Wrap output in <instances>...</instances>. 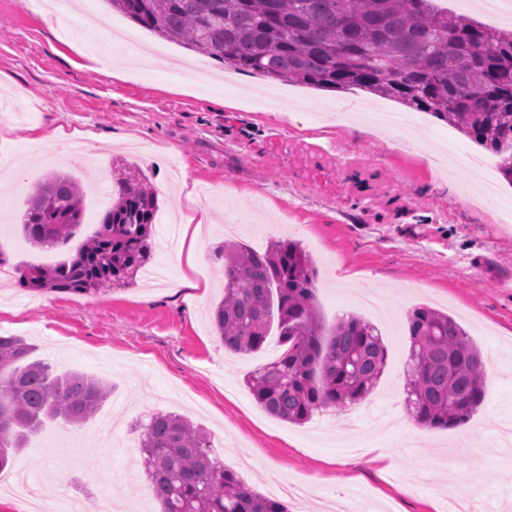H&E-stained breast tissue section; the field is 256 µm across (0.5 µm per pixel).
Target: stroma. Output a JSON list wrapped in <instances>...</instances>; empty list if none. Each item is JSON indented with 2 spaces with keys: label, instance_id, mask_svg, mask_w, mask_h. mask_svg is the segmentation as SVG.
<instances>
[{
  "label": "stroma",
  "instance_id": "stroma-1",
  "mask_svg": "<svg viewBox=\"0 0 512 512\" xmlns=\"http://www.w3.org/2000/svg\"><path fill=\"white\" fill-rule=\"evenodd\" d=\"M79 11L50 29L27 0H0V136L17 154L33 130L80 131L82 160L49 153L14 166L0 153V249L11 269L54 265L92 235L112 202L105 184L136 164L152 177L159 210L152 226L153 263L171 270L165 288L137 282L96 294L19 287L0 280V335L18 336L56 372L111 384L88 422L49 426L15 456L34 475L55 468L44 448L56 433L77 449L71 472L108 483L112 512H159L144 476L132 472L136 418L183 414L223 444L228 466L250 468L264 492L270 479L311 483L288 512H323L325 498L367 492L360 512H448L449 501L481 497L492 512H512V451L499 424L512 419V184L498 159L444 121L359 89L318 91L222 69L210 57L158 37L112 10L108 0H78ZM142 43L162 45L181 63L173 71L146 63L118 81L90 66L87 53L116 58L110 23ZM402 113L409 124L390 132L371 124L372 108ZM65 170L85 193L84 224L67 246L38 250L16 213L50 171ZM188 175L186 197L172 171ZM208 211L196 271L177 259V229L188 207ZM298 241L317 268V298L326 324L358 314L381 332L388 350L376 389L342 412L288 423L263 411L246 377L277 359L270 334L263 348L225 350L211 324L222 297L213 245L233 240L262 251ZM190 276L193 287L181 286ZM378 295L382 312L363 306ZM427 304L451 315L490 365L485 398L470 421L428 429L408 414L403 393L409 348L408 311ZM379 449L372 467L348 465V441Z\"/></svg>",
  "mask_w": 512,
  "mask_h": 512
}]
</instances>
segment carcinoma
<instances>
[{"instance_id": "obj_1", "label": "carcinoma", "mask_w": 512, "mask_h": 512, "mask_svg": "<svg viewBox=\"0 0 512 512\" xmlns=\"http://www.w3.org/2000/svg\"><path fill=\"white\" fill-rule=\"evenodd\" d=\"M113 9L168 41L234 70L322 90L359 88L430 113L500 156L512 183V31L487 29L434 0H107ZM98 231L67 262L27 265L19 283L98 294L130 287L152 258L158 210L149 177L129 166ZM83 192L53 173L25 201L22 230L38 247L68 242L83 224ZM224 298L212 323L224 348L260 350L277 329L282 354L247 383L268 414L303 424L316 413L361 402L383 375L388 351L377 328L355 315L325 326L316 303V269L297 242L262 253L237 242L214 253ZM407 403L427 428L466 424L485 396L482 356L449 315L428 306L407 314ZM33 345L0 335V473L9 453L46 422L92 418L111 386L55 373L32 360ZM140 453L161 512H287L218 459L210 437L187 418L156 413L140 424Z\"/></svg>"}]
</instances>
